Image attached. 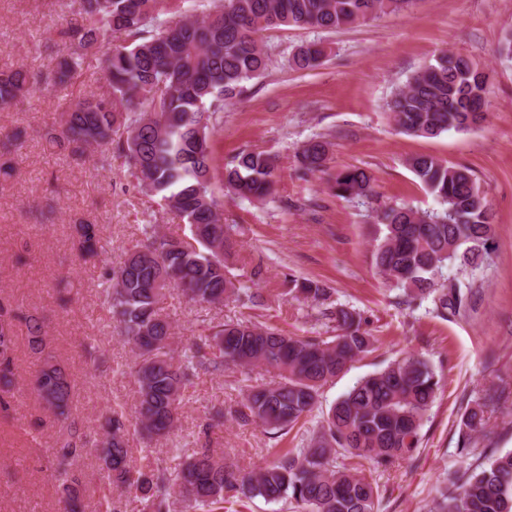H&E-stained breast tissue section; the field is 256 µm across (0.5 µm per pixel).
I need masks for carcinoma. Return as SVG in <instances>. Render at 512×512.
<instances>
[{"label":"carcinoma","instance_id":"carcinoma-1","mask_svg":"<svg viewBox=\"0 0 512 512\" xmlns=\"http://www.w3.org/2000/svg\"><path fill=\"white\" fill-rule=\"evenodd\" d=\"M186 15H175L168 0H79V7L55 31L62 54L44 78L23 69L0 72V109L17 106L46 79L57 87L76 83L88 52L105 46L102 59L108 90L82 94L59 113L45 140L112 167L123 157L140 192L157 205L176 211L190 236L174 237L143 227L144 240L103 275L112 319L136 349L138 384L135 420L110 410L104 417L100 460L109 482L125 488L141 512H171L182 496L199 512H240L243 500L282 501L291 512H375L378 486L365 464L375 467L413 458L420 430L439 386L429 362L418 356L395 359L363 377L329 409L307 445L276 451L251 471L197 440L187 452L175 449L170 461L149 471L130 469V430L149 441L177 428L184 393L199 372L243 374L264 367L278 381L252 386L234 410L243 425L288 434L319 402L322 388L345 374L374 349L375 336L361 314L329 303V289L294 279L287 294L322 306L320 315L336 334L325 338L290 336L250 319L213 322L182 355L174 356V328L162 307L165 287L182 289L199 305L232 300L258 306L257 296L241 285L224 261L236 232L219 213L222 188L213 182L208 143L223 123L224 101L242 82L262 74L268 57L261 34L281 26L336 30L406 9L411 0H184ZM325 56L316 43L299 47L289 58L296 70H313ZM487 81L472 60L445 52L409 77L388 103L396 127L406 135L434 138L450 130L470 129L469 116L484 111ZM23 131L0 139V153L23 146ZM327 142H309L301 165L323 167ZM415 177L441 203L436 212L385 207L377 212L381 237L373 252L375 267L414 299L433 297L435 313L457 316L466 295L456 284L437 287L445 266L472 265L488 253L494 236L490 203L472 172L428 154L407 159ZM276 159L243 150L226 169L225 188L253 200L269 196L275 185ZM372 178L360 167L336 172L331 189L352 199L371 192ZM80 256L102 249L98 225H78ZM21 316L0 305V385L14 376V326ZM37 396L56 417L68 422L55 441L65 512H84L78 482L69 474L85 452L83 434L71 418L73 385L51 359L33 377ZM499 396H485L466 407L459 421V454L484 461L448 477L437 512H512V451L476 452V437L486 429ZM349 463L339 462V459Z\"/></svg>","mask_w":512,"mask_h":512}]
</instances>
